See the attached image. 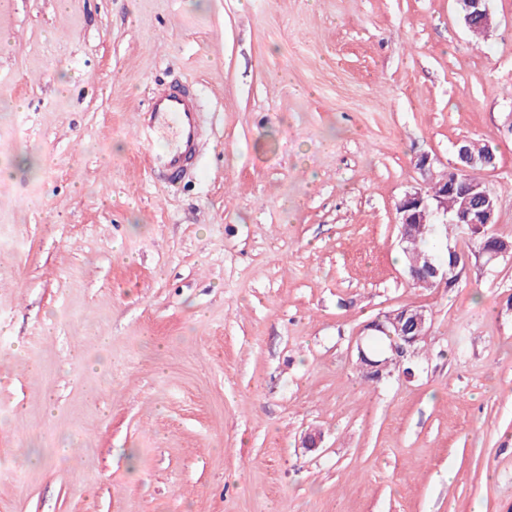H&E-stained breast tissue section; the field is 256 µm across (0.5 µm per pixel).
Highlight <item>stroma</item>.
I'll use <instances>...</instances> for the list:
<instances>
[{
    "instance_id": "obj_1",
    "label": "stroma",
    "mask_w": 512,
    "mask_h": 512,
    "mask_svg": "<svg viewBox=\"0 0 512 512\" xmlns=\"http://www.w3.org/2000/svg\"><path fill=\"white\" fill-rule=\"evenodd\" d=\"M0 0V512H512V256L418 288L415 167L512 238V0ZM198 99L199 169L137 137ZM424 307L370 383L366 324ZM320 433L318 448L308 434ZM464 5V23L467 27H471L474 21L490 28L493 24V16L488 7V0H459ZM478 23H475L471 30L474 36H484V31ZM143 115L140 127L149 136L144 142L151 169L163 170L169 182L179 179L196 152L198 122L194 106L183 93L157 90ZM457 146L459 163H457L456 167L462 172L456 167L448 169L446 174L434 179L433 187H431V189H435V195H443L445 188L455 178L459 182H473L466 183L458 188L459 207L449 218L453 224H448V210L455 207V197L449 190L448 208L443 205L438 197L426 196L422 188H413L406 191L396 204V224L399 227L398 238L400 246L404 247L405 243L411 241L408 235V229L411 224H430L432 225L431 229L438 230L441 229L440 224L448 225V229L445 225L442 226V236L431 233L428 229V227H431L430 225H414L412 227L410 237L413 242L410 244L409 249L401 251L402 261L408 271L417 267L419 273H422L426 269L428 258L433 257L435 259L437 255H440L442 259L449 262L451 257L448 251L456 256L459 252L451 246L447 247L446 255L436 253L430 247V241L435 237H444L447 240L449 234L456 228V224L466 226L469 237H472L471 231L477 228L481 235L489 238L488 242L501 239L494 232V224H497L498 200L491 195L492 192L487 189L488 192L483 187L484 182L483 184L474 183L480 182V178L476 174L486 167L494 165V157L484 155L493 154L496 158V154L492 147L471 140L468 141L469 147L465 145V141L458 142L455 147ZM477 163H481L485 167L476 166L470 167L467 170L469 166L476 165ZM447 232L448 237L446 235ZM392 311L383 314L381 316L383 319L380 321L386 323L385 320ZM390 321L393 332L387 331L377 321H372L365 328V330L374 333H387L388 336L385 333H379L380 336L376 334L365 335L368 336V339L370 336H376V343L388 344L390 338L388 349L382 359L369 357L363 344L361 342L357 344L358 359L363 361L368 373L378 380L392 376L404 360L414 356L415 350H417V346L414 350V345L428 335L430 328L429 315L423 307L406 306L399 308L392 312ZM357 366L365 380L376 381L366 373L363 365L357 363Z\"/></svg>"
}]
</instances>
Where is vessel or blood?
Instances as JSON below:
<instances>
[{
    "mask_svg": "<svg viewBox=\"0 0 512 512\" xmlns=\"http://www.w3.org/2000/svg\"><path fill=\"white\" fill-rule=\"evenodd\" d=\"M142 125L148 134V160L168 180L179 179L193 159L198 142L197 113L183 93L164 89L152 93Z\"/></svg>",
    "mask_w": 512,
    "mask_h": 512,
    "instance_id": "b4317fda",
    "label": "vessel or blood"
}]
</instances>
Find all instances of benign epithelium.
I'll list each match as a JSON object with an SVG mask.
<instances>
[{
	"mask_svg": "<svg viewBox=\"0 0 512 512\" xmlns=\"http://www.w3.org/2000/svg\"><path fill=\"white\" fill-rule=\"evenodd\" d=\"M464 5V23L470 27L479 23L486 28L493 24V16L488 7V0H460ZM457 168L465 171L477 163L485 167L494 165L491 156H476L465 142L457 143ZM459 207L453 215H448V208L441 199L424 194L421 188H413L405 192L396 204L397 221L399 227V244L405 245L410 241L408 229L412 224H430L438 229L440 225L451 222L466 227L471 232L475 229L494 242L499 236L494 232L497 223L498 200L494 198L481 183H466L458 188ZM458 265H448L441 261L431 263L428 274L441 282H457L456 270ZM392 330L387 332L378 322L373 321L366 325V330L387 332L390 343L386 354L381 359L369 357L363 344H357L358 359L363 361L368 373L381 380L390 377L396 369L400 368L404 360L414 356V345L428 335L429 315L422 307L406 306L399 308L391 314Z\"/></svg>",
	"mask_w": 512,
	"mask_h": 512,
	"instance_id": "7a95c632",
	"label": "benign epithelium"
}]
</instances>
